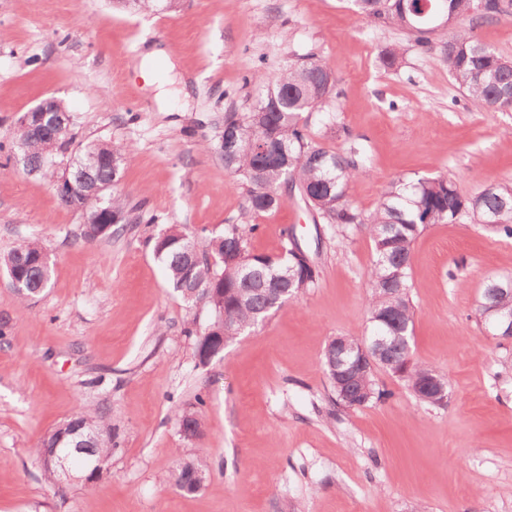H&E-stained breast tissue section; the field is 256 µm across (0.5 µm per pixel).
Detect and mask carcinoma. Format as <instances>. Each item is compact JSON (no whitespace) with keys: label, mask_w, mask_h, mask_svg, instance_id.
Here are the masks:
<instances>
[{"label":"carcinoma","mask_w":512,"mask_h":512,"mask_svg":"<svg viewBox=\"0 0 512 512\" xmlns=\"http://www.w3.org/2000/svg\"><path fill=\"white\" fill-rule=\"evenodd\" d=\"M357 9L369 16L387 18L408 31L416 46L428 49L431 35L439 17L450 22L441 41V52L448 72L459 88L474 101L492 109L512 110V60H508L484 44L476 34L475 22L503 15H512V0H427L429 10H411L401 0H353ZM255 80L265 84L266 91L252 110L239 115L230 113L225 121L240 127L244 140L265 135L272 140L271 151L240 149L228 169L249 182L245 211L261 215L276 211L281 205L279 189L294 184L301 189L300 199L311 206L342 237L366 227L373 244V260L367 275V312L369 335L350 336L354 347L372 336L388 340L386 361L375 369H364V377L371 395L359 390L340 387L330 382L335 401L347 408L358 409L387 396L380 388L377 373L383 371L402 380L423 404L443 406V396H452L448 377L413 359L412 339L415 306L410 297L411 254L413 244L428 224H455L464 214L478 215L484 220L493 218L492 231L512 238V181L488 185L479 192L464 196L456 182L446 173L419 177L410 181L397 179L389 182L377 208L366 215L349 199L347 186L357 172L356 157L359 147L352 143L344 152H332L309 139L302 114L327 106L334 94L336 80L327 64L314 57L309 62L290 66L273 77L259 74ZM72 138L67 134H49L32 137L17 129L11 141H0V154L11 162L22 158V170L28 175L48 179L56 185L60 204L78 210L86 219L83 237L92 242L98 239L99 225L91 223L99 211L110 207L117 213H126L124 200L112 195L99 202L84 191L87 182L98 185L112 183L121 175L131 155L127 145L112 142L91 143L75 155L77 162L67 178L58 175L51 158L69 150ZM255 224H226L224 233L203 244L170 228L164 238L156 237L154 254L164 264L171 287L184 300L196 301L211 296V289H224V309L210 302L215 318L226 314L232 342L261 324L269 313L281 307L290 296L304 294L314 288L317 278L288 280L286 255L271 256L251 250L249 241L256 231ZM199 249L213 255L216 263L192 260V251ZM42 247L35 241L20 244L4 257L0 265L8 270H19L24 275L18 297L22 301L39 296L48 287L51 268L41 261ZM501 306L512 311V294L497 288L482 290L480 304L475 309L476 322L487 327L491 317L487 306ZM212 322L205 327L189 328L195 336V356L199 363L209 362V355L217 350L222 339L211 334ZM180 432L188 437L201 433L202 424L197 413L184 412L177 416ZM77 426L92 432L93 438L83 441V449L71 457L74 476L86 484L95 475L86 468L89 460L105 464L112 457V433L104 425L103 417L86 408L70 418L33 449L41 462L44 478L52 483L57 475L47 464L48 449L55 446L72 448L71 432ZM209 471L201 459L180 458L169 479L184 493L199 491Z\"/></svg>","instance_id":"obj_1"}]
</instances>
